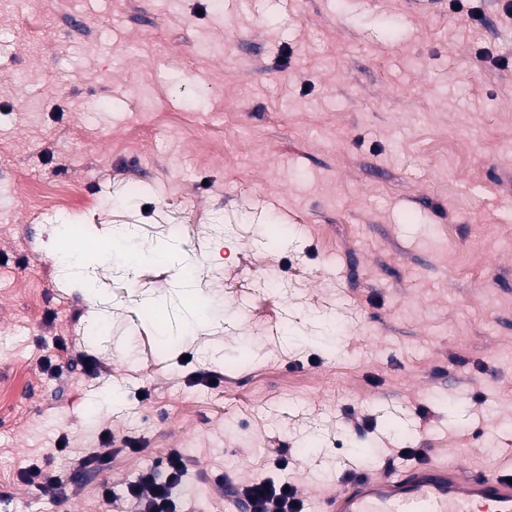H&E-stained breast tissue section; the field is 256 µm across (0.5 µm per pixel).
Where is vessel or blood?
<instances>
[{
    "label": "vessel or blood",
    "instance_id": "vessel-or-blood-1",
    "mask_svg": "<svg viewBox=\"0 0 512 512\" xmlns=\"http://www.w3.org/2000/svg\"><path fill=\"white\" fill-rule=\"evenodd\" d=\"M323 512H512V470H464L429 458L358 473Z\"/></svg>",
    "mask_w": 512,
    "mask_h": 512
}]
</instances>
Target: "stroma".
Listing matches in <instances>:
<instances>
[{
	"label": "stroma",
	"instance_id": "stroma-1",
	"mask_svg": "<svg viewBox=\"0 0 512 512\" xmlns=\"http://www.w3.org/2000/svg\"><path fill=\"white\" fill-rule=\"evenodd\" d=\"M505 5L0 0V512H56L18 470L90 428L138 448L67 512L173 450L182 512L257 477L318 512L405 448L512 466ZM124 224L174 259L127 273Z\"/></svg>",
	"mask_w": 512,
	"mask_h": 512
}]
</instances>
